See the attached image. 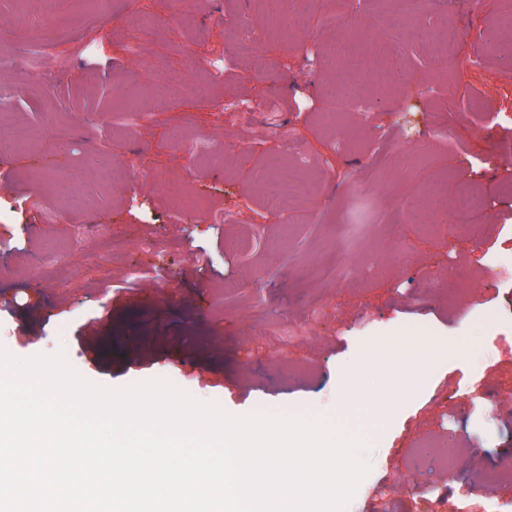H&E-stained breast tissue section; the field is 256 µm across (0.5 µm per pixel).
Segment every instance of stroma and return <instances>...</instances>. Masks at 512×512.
Masks as SVG:
<instances>
[{"label":"stroma","instance_id":"obj_1","mask_svg":"<svg viewBox=\"0 0 512 512\" xmlns=\"http://www.w3.org/2000/svg\"><path fill=\"white\" fill-rule=\"evenodd\" d=\"M335 5L0 0V56L46 69L0 68V128L39 131L0 148V343L65 349L111 386L166 377L233 414L327 413L362 358L416 367L388 384L348 512H488L512 500L486 480L512 445V0H433L412 25L348 0L339 30ZM339 41L364 60L348 91L369 113L332 109ZM274 158L308 184L286 212L265 203ZM432 180L425 224L412 206ZM463 184L488 206L447 223ZM466 336L473 355L448 359Z\"/></svg>","mask_w":512,"mask_h":512}]
</instances>
